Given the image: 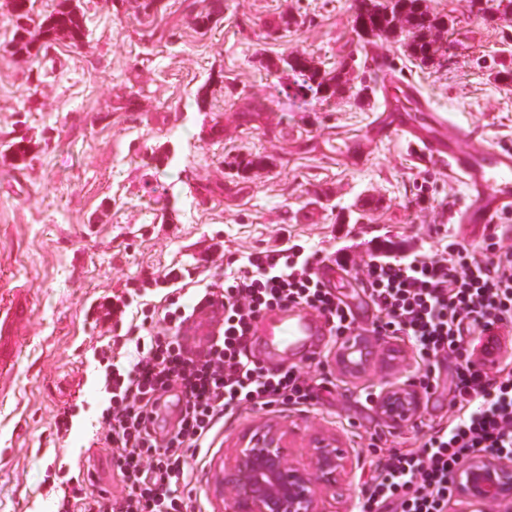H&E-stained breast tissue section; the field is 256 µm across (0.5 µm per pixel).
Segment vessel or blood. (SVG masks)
<instances>
[{
    "label": "vessel or blood",
    "mask_w": 512,
    "mask_h": 512,
    "mask_svg": "<svg viewBox=\"0 0 512 512\" xmlns=\"http://www.w3.org/2000/svg\"><path fill=\"white\" fill-rule=\"evenodd\" d=\"M398 128L414 138V148L423 159L448 170L465 188L464 202L456 221L469 227L498 223L512 212V147L490 144L475 127L453 131L435 112L417 87L395 80L385 90ZM330 327L324 316L305 307L288 304L263 312L255 321L251 347L270 359H307L325 346ZM340 346L354 363H371L376 352L350 337Z\"/></svg>",
    "instance_id": "b4317fda"
}]
</instances>
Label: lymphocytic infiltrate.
Returning <instances> with one entry per match:
<instances>
[{"label":"lymphocytic infiltrate","mask_w":512,"mask_h":512,"mask_svg":"<svg viewBox=\"0 0 512 512\" xmlns=\"http://www.w3.org/2000/svg\"><path fill=\"white\" fill-rule=\"evenodd\" d=\"M328 261L356 268L376 312L373 335L410 346L417 364L411 383L423 396L436 388L439 360L456 363L447 423L429 426L405 451L373 446L355 512H448L462 462L479 454L512 460V358L487 371L470 342L496 325L512 330V248L501 236L477 249L455 241L435 252L377 245L359 261L345 247L286 243L248 254L221 281L175 277L158 304L142 308L141 335L96 348L108 404L90 443L108 450L124 494L106 497L90 476H73L55 488L64 512H192L191 463L207 455L226 418L244 408L310 406L316 380L294 366L269 369L248 339L262 312L288 304L324 315L333 337L348 335V306L317 276ZM211 296L224 301V328L207 349L188 354L181 328ZM173 389L179 421L161 437L159 402Z\"/></svg>","instance_id":"f902f5d3"}]
</instances>
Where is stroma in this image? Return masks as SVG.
Here are the masks:
<instances>
[{"instance_id": "1", "label": "stroma", "mask_w": 512, "mask_h": 512, "mask_svg": "<svg viewBox=\"0 0 512 512\" xmlns=\"http://www.w3.org/2000/svg\"><path fill=\"white\" fill-rule=\"evenodd\" d=\"M208 2L162 0L161 12L141 19L138 0H81L82 43L61 41L44 58L8 52L13 21L0 9V323L10 329L0 341V512H58L53 486L82 467L102 494L122 493L107 451L89 446L105 406L93 358L110 336L97 319L102 297L154 304L167 289L161 271L227 274L229 257L285 240L348 245L357 255L378 236L426 251L445 234L472 249L483 243L453 222L462 184L418 163L401 133L382 130L381 91L365 106L303 103L288 97L285 73L258 66L259 52L306 53L327 68L356 53L355 0H223L221 21L202 31L192 18ZM428 4L454 19L439 65L419 67L381 41L356 53L359 77L386 55L391 78L414 83L450 128L475 125L493 144H512V82L489 76L512 59V15L489 26L466 0ZM285 11L305 14L306 24L268 39V23ZM203 86L201 112L194 100ZM251 100L265 110L248 127L239 112ZM22 136L29 152L12 160L8 145ZM249 153L274 164L236 185L229 163ZM414 368L409 359L359 379L336 376L310 411L278 414L292 459L304 460L317 431L348 448L350 478L331 496L332 512H353L374 438L415 447L417 431L386 424L362 397ZM64 409L79 428L57 431ZM265 417L247 411L225 424L191 492L201 512H225L216 475Z\"/></svg>"}]
</instances>
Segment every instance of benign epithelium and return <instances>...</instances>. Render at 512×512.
I'll return each instance as SVG.
<instances>
[{
	"label": "benign epithelium",
	"mask_w": 512,
	"mask_h": 512,
	"mask_svg": "<svg viewBox=\"0 0 512 512\" xmlns=\"http://www.w3.org/2000/svg\"><path fill=\"white\" fill-rule=\"evenodd\" d=\"M376 408L390 424H402L419 409V394L411 386L390 383L382 387ZM289 433L280 422L264 419L248 429L216 482L229 512H327V494L348 477V459L337 435L322 432L311 437L308 460L290 459ZM457 497L471 509L477 501L504 504L512 489V462L492 457L470 459L455 475Z\"/></svg>",
	"instance_id": "7a95c632"
}]
</instances>
